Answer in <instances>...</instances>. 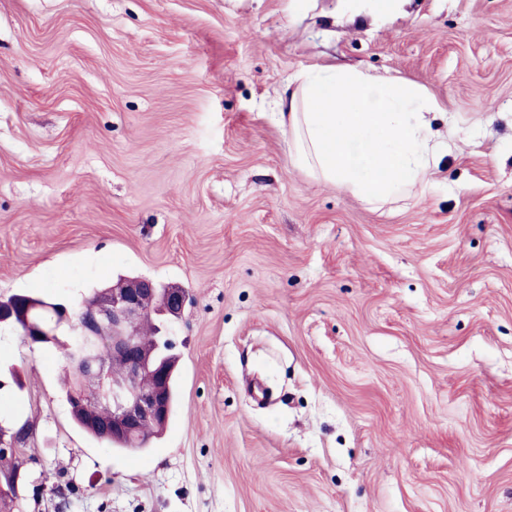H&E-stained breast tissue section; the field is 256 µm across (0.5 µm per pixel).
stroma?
I'll list each match as a JSON object with an SVG mask.
<instances>
[{"mask_svg":"<svg viewBox=\"0 0 512 512\" xmlns=\"http://www.w3.org/2000/svg\"><path fill=\"white\" fill-rule=\"evenodd\" d=\"M333 63L420 85L434 181L380 209L288 161ZM185 289L177 400L130 452L0 325L19 512H512V0H0V298Z\"/></svg>","mask_w":512,"mask_h":512,"instance_id":"obj_1","label":"stroma"}]
</instances>
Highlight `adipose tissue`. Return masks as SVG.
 Listing matches in <instances>:
<instances>
[{"label": "adipose tissue", "mask_w": 512, "mask_h": 512, "mask_svg": "<svg viewBox=\"0 0 512 512\" xmlns=\"http://www.w3.org/2000/svg\"><path fill=\"white\" fill-rule=\"evenodd\" d=\"M279 108L293 163L374 207L426 188L444 146L436 102L400 77L306 68L286 81Z\"/></svg>", "instance_id": "1"}]
</instances>
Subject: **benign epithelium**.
<instances>
[{"label":"benign epithelium","instance_id":"1","mask_svg":"<svg viewBox=\"0 0 512 512\" xmlns=\"http://www.w3.org/2000/svg\"><path fill=\"white\" fill-rule=\"evenodd\" d=\"M157 300V314L174 315L183 312L188 296L182 288H157L152 280L143 277L128 278L112 285L91 307L58 304L60 323L68 324L75 319L79 332L76 337L77 351L72 363L79 371L82 389L96 390L100 402L112 407V421L101 425L104 433L128 436L134 443L142 442L145 426L160 427L166 423L169 413L167 398L170 369L157 362L139 337V326L149 313L147 303ZM27 326L26 335L46 336L48 332L33 325L29 312H23L13 302L0 304V323ZM108 331L111 336V355L114 360L126 362V372L112 386L104 384L105 363L91 355L89 342ZM153 376L150 389L140 387L143 376ZM0 427V472L11 475L16 465L13 459L18 448V435Z\"/></svg>","mask_w":512,"mask_h":512}]
</instances>
